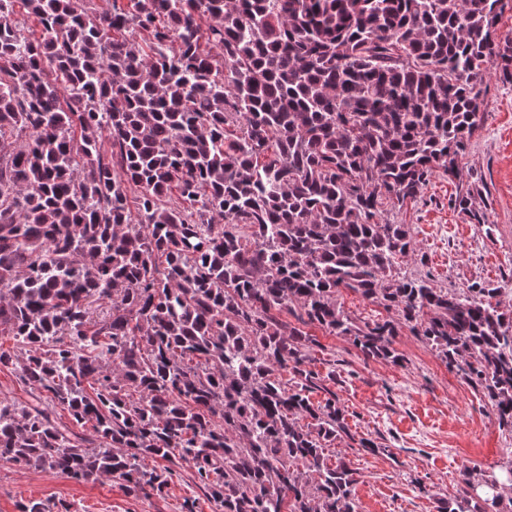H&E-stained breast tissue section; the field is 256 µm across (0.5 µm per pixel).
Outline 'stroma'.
I'll return each instance as SVG.
<instances>
[{
	"label": "stroma",
	"mask_w": 512,
	"mask_h": 512,
	"mask_svg": "<svg viewBox=\"0 0 512 512\" xmlns=\"http://www.w3.org/2000/svg\"><path fill=\"white\" fill-rule=\"evenodd\" d=\"M482 110L484 121L461 166L487 188V223L471 222L449 207L463 183L442 175L395 215L410 225L416 244L405 267L430 275L442 288L512 280V83L490 79ZM321 342L326 350L316 354L313 369L335 372L351 429L386 448L367 455L344 440L331 449L357 473L359 512H437L440 502L456 495L463 468L498 474L512 460V433L500 428L494 407L410 332L397 340L404 358L399 365L364 359L339 337ZM187 496L195 497L197 512H215L184 464L174 467L162 498L130 495L112 478L77 482L0 465V512H18V502L27 498L68 505L72 512H181Z\"/></svg>",
	"instance_id": "35a3bbf8"
}]
</instances>
